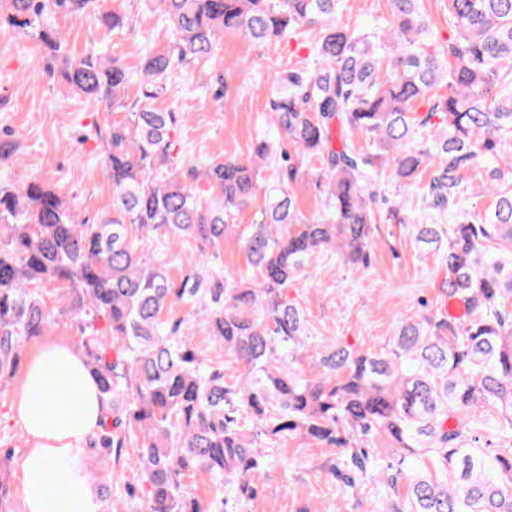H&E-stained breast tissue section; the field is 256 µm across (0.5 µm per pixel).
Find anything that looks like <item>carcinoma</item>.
<instances>
[{
    "mask_svg": "<svg viewBox=\"0 0 512 512\" xmlns=\"http://www.w3.org/2000/svg\"><path fill=\"white\" fill-rule=\"evenodd\" d=\"M106 2L0 0V24L39 41L71 94L127 109L96 129L112 214L88 223L38 176L0 182V382L52 316L73 320L107 404L92 448L117 460L137 449L149 512H224L189 493L184 479L197 472L224 487L222 505L251 498L264 441L290 435L341 448L351 472H372L383 496L365 512H512V448L493 444L512 441V252L489 249L512 245L503 184L512 174V0H448L452 36L439 48L423 0H387L389 25L374 31L343 21L346 0H148L171 44L143 56L132 102L119 60L70 57L47 20L92 12L108 31L130 27ZM227 32L257 42L314 32L313 65L283 69L268 101L272 133L247 157L200 164L172 138L185 113L147 102ZM356 133L375 149L357 145ZM285 140L321 163L326 212L315 219L287 191L298 166L276 147ZM481 159L495 163L486 214L465 211L462 197V171ZM265 168L278 185L266 192L265 219L241 238L254 275L233 281L211 258ZM384 171L405 189L429 172V223L413 225L415 241L445 266L440 290L465 315L408 319L381 352L311 346L303 310L283 291L319 252L368 265ZM164 237L190 246L178 280L152 249ZM179 305L187 315H174ZM197 325L211 336L210 356L193 342ZM226 354L241 380L224 376ZM487 411L498 416L492 430ZM379 438L395 452L371 456L366 445Z\"/></svg>",
    "mask_w": 512,
    "mask_h": 512,
    "instance_id": "1",
    "label": "carcinoma"
}]
</instances>
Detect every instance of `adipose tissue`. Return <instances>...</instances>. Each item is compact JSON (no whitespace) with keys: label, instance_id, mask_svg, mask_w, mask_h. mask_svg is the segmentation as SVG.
<instances>
[{"label":"adipose tissue","instance_id":"1","mask_svg":"<svg viewBox=\"0 0 512 512\" xmlns=\"http://www.w3.org/2000/svg\"><path fill=\"white\" fill-rule=\"evenodd\" d=\"M77 406L71 415L64 401ZM106 404L76 348L51 342L35 349L23 371L13 411L30 446L20 463L25 512H101L102 504L83 464L84 444L98 428ZM75 465L59 481L62 460Z\"/></svg>","mask_w":512,"mask_h":512}]
</instances>
